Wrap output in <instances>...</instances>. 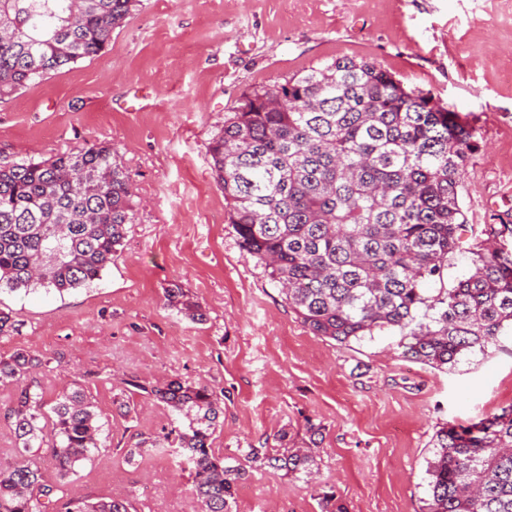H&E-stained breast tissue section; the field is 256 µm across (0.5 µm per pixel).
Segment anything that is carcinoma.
Here are the masks:
<instances>
[{"label": "carcinoma", "instance_id": "cac0c4a2", "mask_svg": "<svg viewBox=\"0 0 512 512\" xmlns=\"http://www.w3.org/2000/svg\"><path fill=\"white\" fill-rule=\"evenodd\" d=\"M137 2L0 0V99L103 53ZM474 137L458 114L377 63L341 58L243 92L207 154L241 247L311 333L345 345L396 332L402 356L442 371L512 332V249L490 244L502 234L492 225L487 238L464 239L458 187ZM133 197L109 143L1 163L0 291L63 293L99 279L135 220ZM458 252L471 255L470 274L427 294L423 284L444 283ZM167 297L184 317L203 318L180 286ZM43 365L24 349L0 357V381L17 384L9 417L21 443L15 464L0 469V512H49L58 495L65 512H131L125 498L70 493L68 479L99 451V414L80 389L46 403L25 383ZM126 385L172 413L202 512H232L244 468L210 447L216 392L177 380ZM430 446L426 512H512V405L467 426L448 422ZM165 447L143 440L126 457ZM36 450L49 454L56 484L45 483ZM247 462L308 475L316 455L253 448Z\"/></svg>", "mask_w": 512, "mask_h": 512}]
</instances>
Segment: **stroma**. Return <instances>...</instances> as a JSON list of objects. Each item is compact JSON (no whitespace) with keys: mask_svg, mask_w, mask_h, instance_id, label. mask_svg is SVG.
Returning a JSON list of instances; mask_svg holds the SVG:
<instances>
[{"mask_svg":"<svg viewBox=\"0 0 512 512\" xmlns=\"http://www.w3.org/2000/svg\"><path fill=\"white\" fill-rule=\"evenodd\" d=\"M376 62L476 130L459 187L474 232L507 225L512 248V0H142L107 50L0 100V160L112 144L135 185V221L99 280L65 294L0 292L17 349L49 359L34 389L79 387L100 415L99 452L72 476L91 500L137 512H198L193 474L170 451L127 460L171 430L169 410L125 381H199L223 401L211 447L316 441L294 478L247 468L233 512H422L430 440L512 405V338L439 371L401 358L396 336L341 346L297 319L228 224L206 144L254 85L338 58ZM204 313L191 321L166 290ZM166 293L168 301L180 314L191 320H202L203 313L200 305L186 294L180 286L174 285L172 288H168Z\"/></svg>","mask_w":512,"mask_h":512,"instance_id":"obj_1","label":"stroma"}]
</instances>
